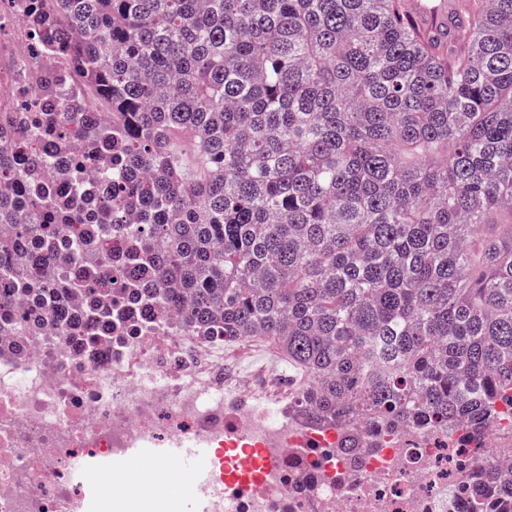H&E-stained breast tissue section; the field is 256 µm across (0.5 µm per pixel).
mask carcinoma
<instances>
[{
  "mask_svg": "<svg viewBox=\"0 0 512 512\" xmlns=\"http://www.w3.org/2000/svg\"><path fill=\"white\" fill-rule=\"evenodd\" d=\"M409 2L56 0L39 35L111 111L0 114V330L67 336L81 302L90 353L122 300L173 306L273 339L313 417L511 419L512 0H448L428 32ZM54 159L102 170L97 223L44 188ZM461 494L512 512V469Z\"/></svg>",
  "mask_w": 512,
  "mask_h": 512,
  "instance_id": "carcinoma-1",
  "label": "carcinoma"
}]
</instances>
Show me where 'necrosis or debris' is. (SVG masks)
I'll return each instance as SVG.
<instances>
[{"mask_svg":"<svg viewBox=\"0 0 512 512\" xmlns=\"http://www.w3.org/2000/svg\"><path fill=\"white\" fill-rule=\"evenodd\" d=\"M27 0H0V112H93L92 95L45 94L73 68L57 39L36 40ZM124 334L92 353L75 337L0 336V512H92L128 487L103 460L133 448H203V470L167 468L189 483L198 512H468L457 489L484 456L512 460V424L472 441L439 429H368V448L336 449L335 426L271 400L256 377L224 361V339L193 336L182 316L136 308ZM242 449L260 478H227ZM85 468L74 469L75 458Z\"/></svg>","mask_w":512,"mask_h":512,"instance_id":"1","label":"necrosis or debris"}]
</instances>
